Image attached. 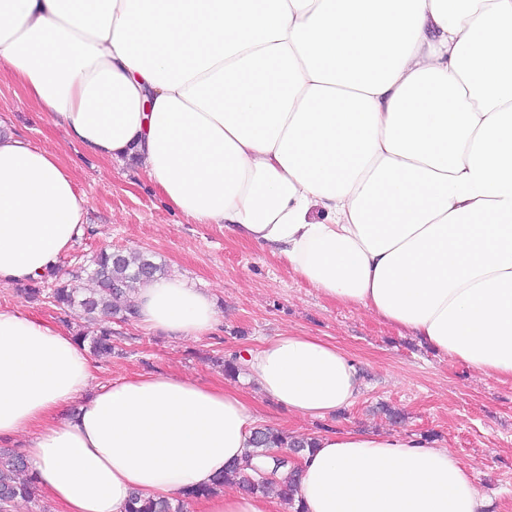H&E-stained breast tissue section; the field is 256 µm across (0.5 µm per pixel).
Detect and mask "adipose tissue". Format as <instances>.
Returning a JSON list of instances; mask_svg holds the SVG:
<instances>
[{
    "instance_id": "1",
    "label": "adipose tissue",
    "mask_w": 512,
    "mask_h": 512,
    "mask_svg": "<svg viewBox=\"0 0 512 512\" xmlns=\"http://www.w3.org/2000/svg\"><path fill=\"white\" fill-rule=\"evenodd\" d=\"M75 142L137 157L176 211L278 254L478 373L512 379V0H0V76ZM88 199L57 156L0 122V287L58 265ZM138 326L215 332L212 293L161 278ZM245 376L324 420L356 361L285 331ZM62 328L0 308V444L62 512H125L243 463L261 419L236 389L177 375L93 386ZM305 512H483L471 475L421 436L323 431L299 460ZM227 490L204 512H274Z\"/></svg>"
}]
</instances>
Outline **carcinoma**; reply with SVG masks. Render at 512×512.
Returning a JSON list of instances; mask_svg holds the SVG:
<instances>
[{
  "mask_svg": "<svg viewBox=\"0 0 512 512\" xmlns=\"http://www.w3.org/2000/svg\"><path fill=\"white\" fill-rule=\"evenodd\" d=\"M165 273V267L154 262L147 254L102 249L92 256L88 266L79 267V273L73 275V279L50 283L48 279L57 277V272L46 273L29 281L24 294L29 298L41 297L60 309L78 306L92 321L99 316L127 321L134 314L131 295L138 286ZM77 340L88 343L95 355H112V329L108 327L99 326L92 331L79 333ZM252 445L247 454L250 459L266 455L267 449L275 446L299 455L313 447L314 442L296 441L277 429L261 428L255 433ZM27 471L28 465L23 456L0 451V508L4 512H10L12 504L19 499L29 502L37 500L33 478H21ZM256 472L258 469L249 463L244 466L232 465L212 485L188 489L183 497L186 500H201L230 484L252 494L264 495L276 489L280 498L294 512H305L296 499L300 472L294 462L274 460L273 477L269 479L257 476ZM125 512H183V505L175 506L168 499H147L135 492Z\"/></svg>",
  "mask_w": 512,
  "mask_h": 512,
  "instance_id": "carcinoma-1",
  "label": "carcinoma"
}]
</instances>
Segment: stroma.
Here are the masks:
<instances>
[{
  "label": "stroma",
  "instance_id": "35a3bbf8",
  "mask_svg": "<svg viewBox=\"0 0 512 512\" xmlns=\"http://www.w3.org/2000/svg\"><path fill=\"white\" fill-rule=\"evenodd\" d=\"M0 117L14 134L56 151L89 201V230L62 255L63 270L78 269L103 248L137 249L165 264L169 277L211 291L224 316L218 332L189 340L113 320L115 350L94 359L95 384L168 374L222 384L247 396L268 426L312 435L326 422L288 416L244 374L224 370L225 360L265 338L288 329L312 333L349 353L361 369V394L337 426L422 435L470 469L486 512H512V379L480 376L373 313L326 298L286 261L225 235L222 225L193 223L164 202L137 160L110 162L70 142L49 113L6 79ZM0 307L72 334L85 323L81 309L29 302L14 287L0 288Z\"/></svg>",
  "mask_w": 512,
  "mask_h": 512
}]
</instances>
